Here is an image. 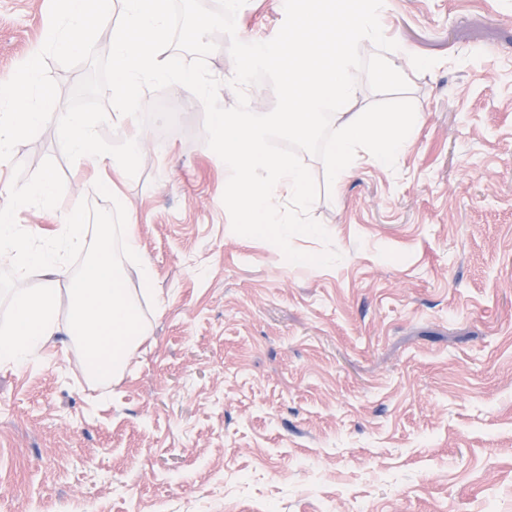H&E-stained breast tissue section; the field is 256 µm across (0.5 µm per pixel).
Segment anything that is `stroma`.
<instances>
[{
    "label": "stroma",
    "mask_w": 512,
    "mask_h": 512,
    "mask_svg": "<svg viewBox=\"0 0 512 512\" xmlns=\"http://www.w3.org/2000/svg\"><path fill=\"white\" fill-rule=\"evenodd\" d=\"M50 0H0V82L46 39ZM283 0H247L239 36L272 39ZM386 36L417 66L422 122L395 167L328 190L301 153L310 209L342 255L292 264L233 232L204 108L177 87L178 134L135 119L136 177L68 162L55 123L16 146L53 158L60 230L107 183L155 271L150 334L110 400L66 336L0 369V512H512V0H385ZM165 138L157 152L153 142Z\"/></svg>",
    "instance_id": "35a3bbf8"
}]
</instances>
